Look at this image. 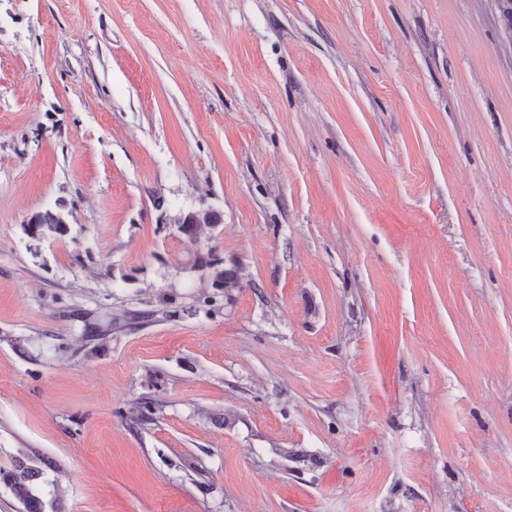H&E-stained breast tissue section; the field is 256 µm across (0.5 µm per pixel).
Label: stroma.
<instances>
[{"label": "stroma", "instance_id": "1", "mask_svg": "<svg viewBox=\"0 0 512 512\" xmlns=\"http://www.w3.org/2000/svg\"><path fill=\"white\" fill-rule=\"evenodd\" d=\"M20 459L44 512H512L497 0H0ZM60 208L56 211H45L44 213L37 215V224H30V221L27 225L28 234L36 240H42L44 238H49L53 234L62 233L63 229L66 226V218L65 214V205L60 204Z\"/></svg>", "mask_w": 512, "mask_h": 512}]
</instances>
